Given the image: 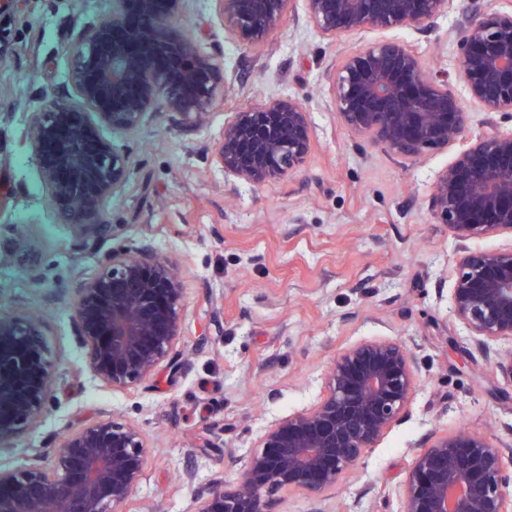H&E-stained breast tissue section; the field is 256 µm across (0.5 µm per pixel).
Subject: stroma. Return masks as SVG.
I'll return each instance as SVG.
<instances>
[{
	"label": "stroma",
	"instance_id": "stroma-1",
	"mask_svg": "<svg viewBox=\"0 0 512 512\" xmlns=\"http://www.w3.org/2000/svg\"><path fill=\"white\" fill-rule=\"evenodd\" d=\"M465 0L431 31L393 26L323 37L303 5L250 41L225 28L216 0H187L184 21L221 56L235 90L195 128L147 113L136 134L105 129L130 158L100 236L78 238L49 207L24 136L29 113L67 83L66 51L112 0H11L0 11V309L37 312L54 384L40 425L0 453L17 468L105 415L147 438L145 476L122 512H192L200 488L237 481L263 431L324 395L336 356L364 340L400 341L421 378L357 473L323 503L283 489L272 512H398L413 451L434 434L467 430L512 446V387L451 312L457 241L428 210L434 181L458 146L400 158L352 135L334 107L331 74L349 53L396 38L428 71L454 70ZM310 118L312 149L292 174L259 189L229 186L212 145L235 112L280 97ZM150 245L181 276L185 322L150 378L113 389L91 372L72 328V290L112 249ZM193 481L183 480L184 470Z\"/></svg>",
	"mask_w": 512,
	"mask_h": 512
}]
</instances>
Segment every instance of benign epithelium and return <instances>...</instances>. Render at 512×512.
<instances>
[{
	"instance_id": "7a95c632",
	"label": "benign epithelium",
	"mask_w": 512,
	"mask_h": 512,
	"mask_svg": "<svg viewBox=\"0 0 512 512\" xmlns=\"http://www.w3.org/2000/svg\"><path fill=\"white\" fill-rule=\"evenodd\" d=\"M186 0H112V14L86 27L69 48L70 81L40 111L26 136L49 205L82 238L106 231L107 207L128 178V158L105 127L135 132L146 113L169 112L202 123L232 80L223 61L200 49L180 23ZM224 26L250 40L275 28L296 0H217ZM305 14L329 39L385 26L428 29L448 0H303ZM455 76L485 112H512V10L487 11L467 0ZM396 40L366 45L333 71L334 101L352 134L401 158L460 142L441 171L428 209L452 230L457 263L455 318L476 349L493 358L512 386V247L486 250L469 241L512 234V131L468 137L470 113L449 87ZM311 146L309 113L281 97L235 113L214 144L224 176L252 187L296 170ZM180 277L148 245L116 248L99 271L73 288L72 326L89 368L102 383L128 388L151 376L180 336L185 314ZM43 321L0 310V452L38 426L48 410L53 368ZM420 375L395 340L360 342L338 354L325 395L311 408L271 424L236 485L219 479L194 512H270L267 494L301 490L322 501L354 472L366 452L406 411ZM144 434L110 416L70 432L18 469L0 468V512H118L143 478ZM506 448L484 435L445 433L415 452L401 512H512Z\"/></svg>"
}]
</instances>
